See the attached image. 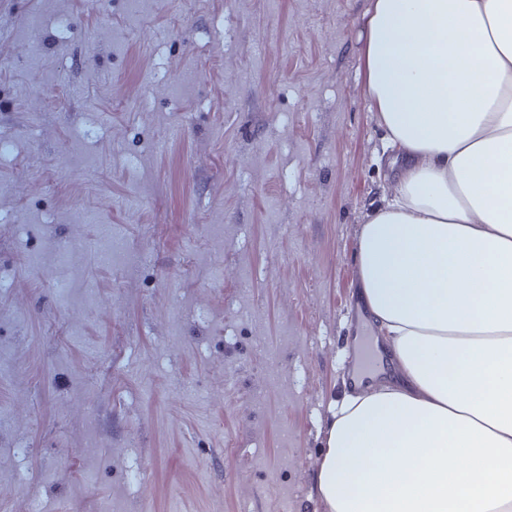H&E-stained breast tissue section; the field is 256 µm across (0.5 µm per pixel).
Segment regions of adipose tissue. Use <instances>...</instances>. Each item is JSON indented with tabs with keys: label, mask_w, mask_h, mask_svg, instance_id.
<instances>
[{
	"label": "adipose tissue",
	"mask_w": 512,
	"mask_h": 512,
	"mask_svg": "<svg viewBox=\"0 0 512 512\" xmlns=\"http://www.w3.org/2000/svg\"><path fill=\"white\" fill-rule=\"evenodd\" d=\"M364 31L399 151L354 256L384 361L312 485L325 512H512V0H373Z\"/></svg>",
	"instance_id": "1"
}]
</instances>
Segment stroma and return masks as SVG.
Wrapping results in <instances>:
<instances>
[{
  "label": "stroma",
  "mask_w": 512,
  "mask_h": 512,
  "mask_svg": "<svg viewBox=\"0 0 512 512\" xmlns=\"http://www.w3.org/2000/svg\"><path fill=\"white\" fill-rule=\"evenodd\" d=\"M141 2L0 0V189L31 185L0 192V512H324L328 409L376 365L359 229L393 190L371 0Z\"/></svg>",
  "instance_id": "35a3bbf8"
}]
</instances>
